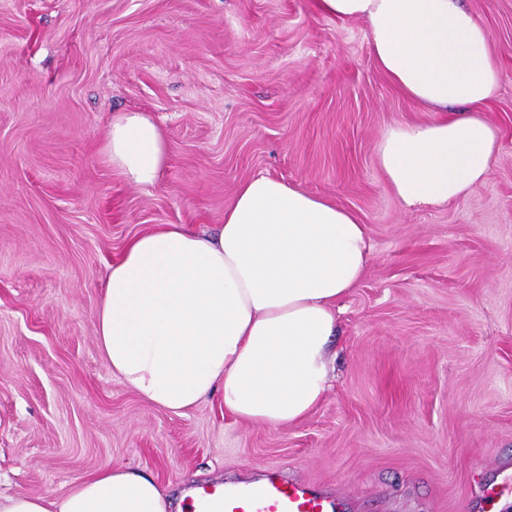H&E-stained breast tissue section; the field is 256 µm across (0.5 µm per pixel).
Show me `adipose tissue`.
I'll return each instance as SVG.
<instances>
[{"label": "adipose tissue", "instance_id": "1", "mask_svg": "<svg viewBox=\"0 0 512 512\" xmlns=\"http://www.w3.org/2000/svg\"><path fill=\"white\" fill-rule=\"evenodd\" d=\"M321 14L366 21L371 56L407 98L438 119L388 126L376 148L406 210L442 207L485 181L499 134L481 110L500 74L489 34L459 0H315ZM125 181L155 186L169 162L165 131L144 112L112 118L101 144ZM371 260L351 211L283 180L239 184L215 235L162 224L129 239L97 305L104 361L127 387L172 411L221 392L236 420L288 427L334 380L338 302ZM166 487L102 466L54 497L0 495V512H170Z\"/></svg>", "mask_w": 512, "mask_h": 512}]
</instances>
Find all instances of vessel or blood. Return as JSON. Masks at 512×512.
Wrapping results in <instances>:
<instances>
[{
    "label": "vessel or blood",
    "instance_id": "b4317fda",
    "mask_svg": "<svg viewBox=\"0 0 512 512\" xmlns=\"http://www.w3.org/2000/svg\"><path fill=\"white\" fill-rule=\"evenodd\" d=\"M201 512H345L343 500L279 474L259 482L215 483L199 488Z\"/></svg>",
    "mask_w": 512,
    "mask_h": 512
}]
</instances>
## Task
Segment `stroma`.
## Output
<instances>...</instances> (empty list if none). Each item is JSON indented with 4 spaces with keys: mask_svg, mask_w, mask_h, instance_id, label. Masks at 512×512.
<instances>
[{
    "mask_svg": "<svg viewBox=\"0 0 512 512\" xmlns=\"http://www.w3.org/2000/svg\"><path fill=\"white\" fill-rule=\"evenodd\" d=\"M500 70L485 182L406 211L376 143L433 120L376 66L363 21L314 0H0V493L55 496L105 464L181 496L276 471L347 512H493L512 499V0H463ZM144 112L169 165L150 188L100 153ZM267 174L349 209L372 256L340 301L336 378L284 428L173 412L115 378L95 333L125 242L156 224L215 231Z\"/></svg>",
    "mask_w": 512,
    "mask_h": 512,
    "instance_id": "obj_1",
    "label": "stroma"
}]
</instances>
